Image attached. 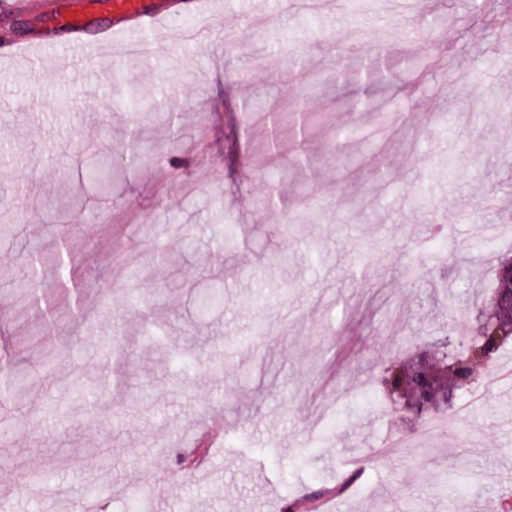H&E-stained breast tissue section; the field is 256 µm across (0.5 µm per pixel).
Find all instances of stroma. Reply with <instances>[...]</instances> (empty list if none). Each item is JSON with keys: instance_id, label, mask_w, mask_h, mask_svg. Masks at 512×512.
<instances>
[{"instance_id": "obj_1", "label": "stroma", "mask_w": 512, "mask_h": 512, "mask_svg": "<svg viewBox=\"0 0 512 512\" xmlns=\"http://www.w3.org/2000/svg\"><path fill=\"white\" fill-rule=\"evenodd\" d=\"M68 2L0 12V45L52 42L39 82L0 64V357L28 391L0 442L10 512H287L349 458L366 472L343 512H502L512 345L425 434L378 381L385 359L453 341L451 320L478 329L512 253V235L484 232L512 226V0H211L143 31L141 50L103 51L74 96L58 74L80 52L46 23ZM377 49L391 75L372 111H353L333 74ZM132 89L179 115L178 136L162 120L134 136ZM244 100L319 120L272 155L263 125L245 136ZM68 223L69 280L94 316L61 321L52 366L31 377L42 354L23 341L41 316L14 293L30 244ZM168 226L195 229L193 247L161 237ZM214 422L224 444L210 449ZM395 437L404 447L377 459ZM190 448L208 454L205 478Z\"/></svg>"}]
</instances>
